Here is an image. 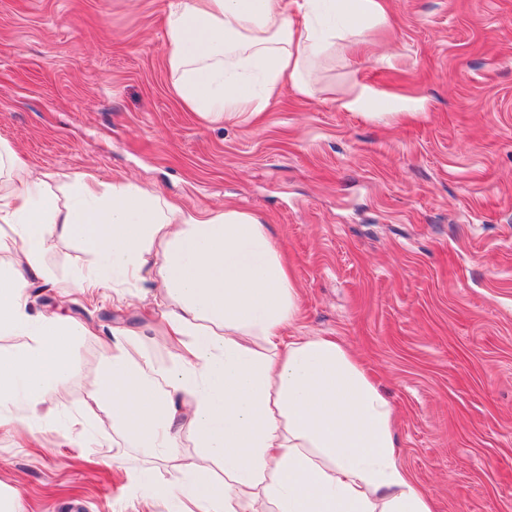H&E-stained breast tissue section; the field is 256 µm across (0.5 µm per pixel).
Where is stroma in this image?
I'll return each instance as SVG.
<instances>
[{"mask_svg":"<svg viewBox=\"0 0 512 512\" xmlns=\"http://www.w3.org/2000/svg\"><path fill=\"white\" fill-rule=\"evenodd\" d=\"M167 0H0V138L35 171H83L196 210L269 224L299 288L290 336L342 342L397 416L400 458L436 512H512V0H388L392 24L336 40L314 97L284 84L249 124H211L171 92ZM363 110L345 103L360 91ZM32 309L93 333L37 416L0 425L14 512H175L162 484L196 456L115 432L93 370L110 331L155 364L172 346L150 303L71 283L91 272L58 240ZM80 422L84 435H67Z\"/></svg>","mask_w":512,"mask_h":512,"instance_id":"stroma-1","label":"stroma"}]
</instances>
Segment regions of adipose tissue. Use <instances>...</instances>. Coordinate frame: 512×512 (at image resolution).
I'll return each mask as SVG.
<instances>
[{"label": "adipose tissue", "mask_w": 512, "mask_h": 512, "mask_svg": "<svg viewBox=\"0 0 512 512\" xmlns=\"http://www.w3.org/2000/svg\"><path fill=\"white\" fill-rule=\"evenodd\" d=\"M390 23L387 0H168L165 61L172 92L208 122L265 111L284 83L313 96L315 60L333 40ZM0 140V333L35 336L0 356V423L36 415L52 382L69 379L73 337L60 315L28 310V290L45 276L55 240L84 246L99 272L79 288L156 283L166 335L180 349L153 364L112 335L98 362L99 393L123 449L173 458L189 430L200 450L155 496L177 512H434L431 497L398 460L395 413L364 363L338 340L283 337L298 289L269 225L228 208L183 209L137 184L85 172L17 170ZM62 184L64 199L51 187ZM224 468L223 481L210 475Z\"/></svg>", "instance_id": "adipose-tissue-1"}]
</instances>
